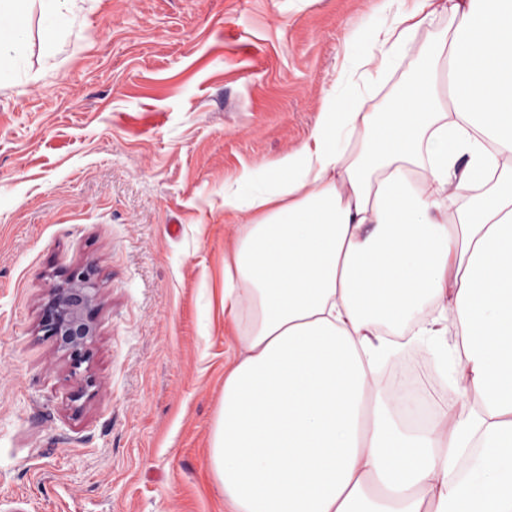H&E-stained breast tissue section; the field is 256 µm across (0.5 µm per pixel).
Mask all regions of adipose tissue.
<instances>
[{
    "instance_id": "obj_1",
    "label": "adipose tissue",
    "mask_w": 512,
    "mask_h": 512,
    "mask_svg": "<svg viewBox=\"0 0 512 512\" xmlns=\"http://www.w3.org/2000/svg\"><path fill=\"white\" fill-rule=\"evenodd\" d=\"M81 26L43 0L45 38ZM29 39L0 0V82ZM224 210L247 220L198 308L235 341L209 446L228 512H512V0H378L308 139ZM406 64H400L391 71L384 81L378 83L373 89V98L370 102L371 110L374 112L382 109L385 101L397 90L400 89L406 78Z\"/></svg>"
}]
</instances>
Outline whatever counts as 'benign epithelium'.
Here are the masks:
<instances>
[{"instance_id":"7a95c632","label":"benign epithelium","mask_w":512,"mask_h":512,"mask_svg":"<svg viewBox=\"0 0 512 512\" xmlns=\"http://www.w3.org/2000/svg\"><path fill=\"white\" fill-rule=\"evenodd\" d=\"M95 275L91 265L61 275L40 313L41 330L54 337L57 347L70 357L74 371L90 360V345L96 336Z\"/></svg>"}]
</instances>
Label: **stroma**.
Wrapping results in <instances>:
<instances>
[{
    "label": "stroma",
    "mask_w": 512,
    "mask_h": 512,
    "mask_svg": "<svg viewBox=\"0 0 512 512\" xmlns=\"http://www.w3.org/2000/svg\"><path fill=\"white\" fill-rule=\"evenodd\" d=\"M377 0H92L0 83V512H226L208 462L232 338L199 334L238 217L224 189L298 148ZM97 272L82 375L39 328Z\"/></svg>",
    "instance_id": "35a3bbf8"
}]
</instances>
